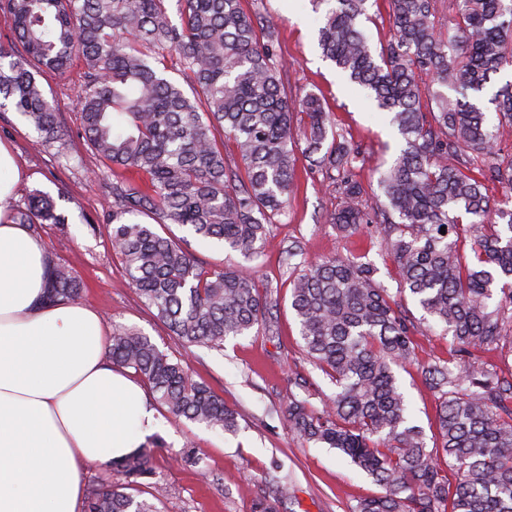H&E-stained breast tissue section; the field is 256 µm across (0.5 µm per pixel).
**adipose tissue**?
<instances>
[{"mask_svg":"<svg viewBox=\"0 0 512 512\" xmlns=\"http://www.w3.org/2000/svg\"><path fill=\"white\" fill-rule=\"evenodd\" d=\"M24 177L0 144V512H80L86 464L132 454L156 417L99 315L44 303L48 251L8 218Z\"/></svg>","mask_w":512,"mask_h":512,"instance_id":"adipose-tissue-1","label":"adipose tissue"}]
</instances>
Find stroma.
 <instances>
[{"instance_id": "obj_1", "label": "stroma", "mask_w": 512, "mask_h": 512, "mask_svg": "<svg viewBox=\"0 0 512 512\" xmlns=\"http://www.w3.org/2000/svg\"><path fill=\"white\" fill-rule=\"evenodd\" d=\"M262 3L278 25L292 94L312 91L322 95L338 128L364 150L363 184H376L377 167L391 161L403 141L374 98L322 59L317 37L324 6L313 0ZM40 82L57 109L64 142L36 145L32 127L16 112L0 110V141L14 151L27 175L15 193L14 205L23 204L36 190L49 194L67 222L44 225L40 236L49 253L81 281V304L97 310L107 328L141 329L161 351L186 363L194 381L209 386L240 415V430L232 436L174 419L164 407H157L155 435L162 446L155 451L154 465L157 480L167 488L161 512H255L261 499L275 501L277 512H349L356 500L378 495L380 488L370 476L336 450L303 441L290 429L284 414L290 378H306L309 401L318 411L335 386L300 348L283 251L300 243L307 260L313 262L351 246L362 248L368 250L377 269V280L389 291L398 288L394 265L379 247L364 239L347 244L328 226L338 194L329 191L321 174L312 172L302 160L288 215L273 225L262 257L249 262L240 253L225 251L218 242L188 238L189 251L204 266L240 265L254 277L260 293L276 297L273 316L279 336L273 340L254 332L226 340L220 349L184 347L138 298L111 245L112 200L102 188L104 165L81 131L82 67L73 65L62 75L44 71ZM396 375L416 424L424 429L427 442H434L437 404L420 372L410 367L397 370ZM189 447L202 457V464L184 461ZM276 478L292 487L290 498L282 502L275 499L272 481Z\"/></svg>"}]
</instances>
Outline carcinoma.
<instances>
[{"label":"carcinoma","instance_id":"1","mask_svg":"<svg viewBox=\"0 0 512 512\" xmlns=\"http://www.w3.org/2000/svg\"><path fill=\"white\" fill-rule=\"evenodd\" d=\"M166 2L0 0L24 49L19 55L0 46V107L9 103L41 141H61L39 70L83 65L81 128L107 169L112 247L141 302L188 347L220 348L255 329L276 336L278 327L269 316L273 300L249 274L204 266L172 227L254 261L297 190L299 157L308 160L341 195L328 226L376 240L397 270V292H409L425 317H412L376 280L368 254L309 263L297 259L299 245L288 247L302 350L336 386L320 412L289 393L292 428L348 457L382 488L350 512H512V372L477 354L512 330V153L498 147L473 101L512 68V0H451L446 21L437 0H384L389 33L378 48L362 25L371 0H314L328 5L318 29L323 58L374 95L404 140L380 171L382 201L367 195L362 147L336 129L323 98L288 94L270 17L245 9L244 0H180L176 24ZM443 24L444 38L437 35ZM167 57L190 92L153 65ZM491 103L499 125L511 128L512 82ZM226 138L237 164L226 155ZM491 183L502 197L489 195ZM11 219L35 235L43 224H65L39 191ZM465 236L472 262L461 250ZM48 266L46 300L76 302L81 282L51 256ZM435 325L452 347L447 358L422 362L419 338ZM108 353L173 418L240 430L224 399L140 330L113 329ZM416 363L438 402L431 448L393 371ZM113 465L127 482L91 487L88 512H160L126 492L152 477L151 451L142 447Z\"/></svg>","mask_w":512,"mask_h":512}]
</instances>
